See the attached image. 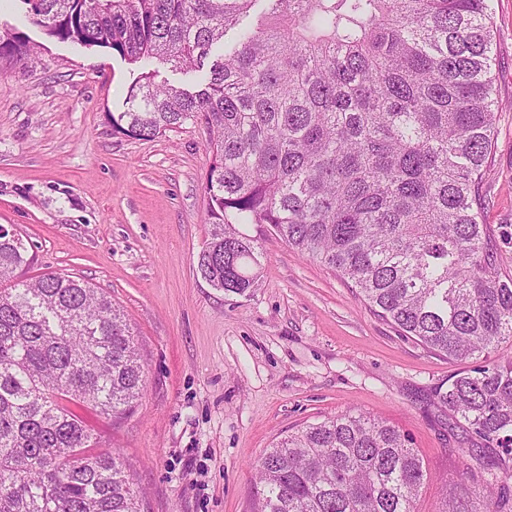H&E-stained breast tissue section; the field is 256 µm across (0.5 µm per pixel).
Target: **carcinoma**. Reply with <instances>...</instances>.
<instances>
[{"label": "carcinoma", "instance_id": "carcinoma-1", "mask_svg": "<svg viewBox=\"0 0 512 512\" xmlns=\"http://www.w3.org/2000/svg\"><path fill=\"white\" fill-rule=\"evenodd\" d=\"M24 0L58 41L199 74L194 92L141 73L113 128L151 140L188 121L209 134V239L200 276L258 283L244 224H269L338 273L402 335L473 366L435 391L498 468L512 470V278L481 224L497 113L490 0ZM237 30L235 45L209 61ZM20 32L0 62L35 61ZM33 261L0 225V512H138L125 463L90 451L73 407L132 408L144 367L124 315L83 278H23ZM258 512H415L425 470L408 437L357 411L302 427L257 468ZM507 512L512 495L482 489Z\"/></svg>", "mask_w": 512, "mask_h": 512}]
</instances>
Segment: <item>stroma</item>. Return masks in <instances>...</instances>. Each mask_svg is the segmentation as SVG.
Wrapping results in <instances>:
<instances>
[{"mask_svg":"<svg viewBox=\"0 0 512 512\" xmlns=\"http://www.w3.org/2000/svg\"><path fill=\"white\" fill-rule=\"evenodd\" d=\"M495 88L512 101V0H491ZM21 0H0V31L23 29L34 66L0 72V225L34 261L100 288L124 314L145 368L134 409L85 412L101 447L127 465L140 512H254L267 448L336 414L368 413L407 434L425 480L415 512L453 496L486 512L474 489L494 481L498 451L471 455L467 428L434 398L458 364L369 310L347 283L266 224L260 278L227 295L197 272L209 238L212 154L203 125L153 140L117 132L142 68L108 48L61 43L23 26ZM479 193L502 277L512 278V111L499 113Z\"/></svg>","mask_w":512,"mask_h":512,"instance_id":"35a3bbf8","label":"stroma"}]
</instances>
